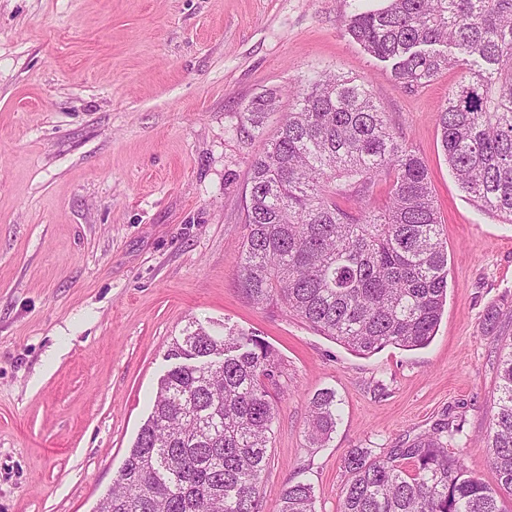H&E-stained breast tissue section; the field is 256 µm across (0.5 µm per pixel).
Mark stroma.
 Segmentation results:
<instances>
[{"label":"stroma","instance_id":"stroma-1","mask_svg":"<svg viewBox=\"0 0 512 512\" xmlns=\"http://www.w3.org/2000/svg\"><path fill=\"white\" fill-rule=\"evenodd\" d=\"M351 0H0V512H94L192 323L259 336L279 364L269 464L340 512L355 448L387 457L460 427L466 470L495 484L486 434L512 341V224L454 178L437 113L460 79L414 92L346 35ZM366 79L424 160L448 246L432 342L360 355L283 306L241 292L251 162L280 123L245 106L315 72ZM496 311L494 330L483 321ZM334 391L324 446L308 407Z\"/></svg>","mask_w":512,"mask_h":512}]
</instances>
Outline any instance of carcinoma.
<instances>
[{
  "mask_svg": "<svg viewBox=\"0 0 512 512\" xmlns=\"http://www.w3.org/2000/svg\"><path fill=\"white\" fill-rule=\"evenodd\" d=\"M355 4L345 33L415 91L443 70L460 81L438 112L441 145L460 187L481 212L512 223V0H385ZM292 107L255 156L236 277L256 305L284 304L316 331L360 355L434 338L448 294L441 238L424 160L392 130L363 80L335 72L290 91ZM278 111L260 95L244 115L254 128ZM178 364L160 380L112 489L97 512H262L275 409L265 381L278 363L258 336L203 325L173 339ZM488 435L493 488L469 474L443 431L393 459L356 448L340 512H504L512 496V343L498 365ZM340 407L333 391L309 402L308 439L323 445ZM277 512H316L313 487L290 481Z\"/></svg>",
  "mask_w": 512,
  "mask_h": 512,
  "instance_id": "1",
  "label": "carcinoma"
}]
</instances>
